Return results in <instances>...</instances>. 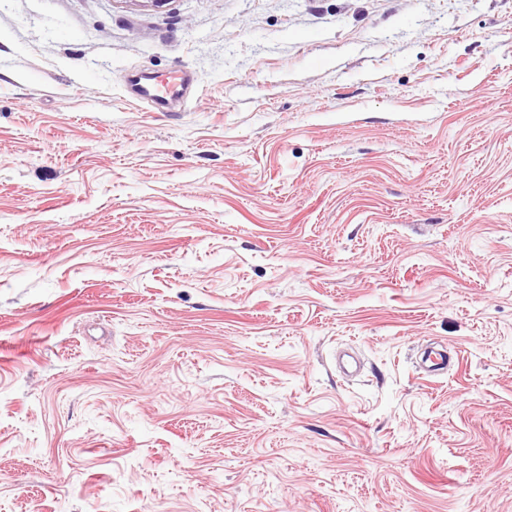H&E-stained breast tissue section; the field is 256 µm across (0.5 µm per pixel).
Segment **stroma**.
Returning <instances> with one entry per match:
<instances>
[{
  "instance_id": "stroma-1",
  "label": "stroma",
  "mask_w": 512,
  "mask_h": 512,
  "mask_svg": "<svg viewBox=\"0 0 512 512\" xmlns=\"http://www.w3.org/2000/svg\"><path fill=\"white\" fill-rule=\"evenodd\" d=\"M0 512H512V0H0ZM130 84L134 100L156 112L168 111L170 103L182 99L187 91V84L183 79H173L163 84L145 74H134Z\"/></svg>"
}]
</instances>
